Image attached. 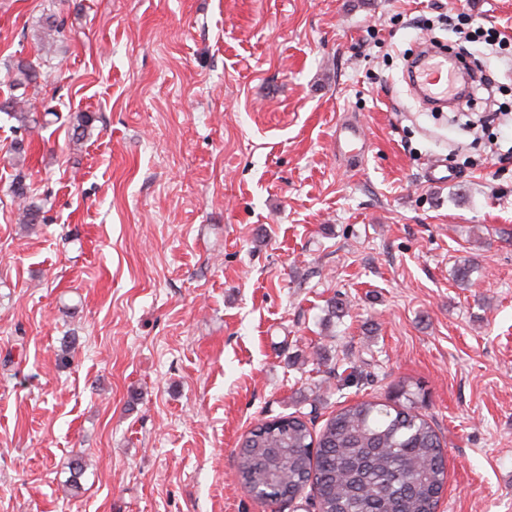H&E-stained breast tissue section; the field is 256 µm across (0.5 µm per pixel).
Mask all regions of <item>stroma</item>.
Segmentation results:
<instances>
[{
  "mask_svg": "<svg viewBox=\"0 0 512 512\" xmlns=\"http://www.w3.org/2000/svg\"><path fill=\"white\" fill-rule=\"evenodd\" d=\"M50 7L65 32L27 96L95 122L75 141L0 112V512H316L248 493L241 437L405 380L445 448L438 512H512V158L490 153L512 52L446 22L512 37V0H0V64ZM434 35L482 55L499 123L416 99ZM344 127L365 154L337 152ZM19 167L43 223L11 202Z\"/></svg>",
  "mask_w": 512,
  "mask_h": 512,
  "instance_id": "1",
  "label": "stroma"
}]
</instances>
